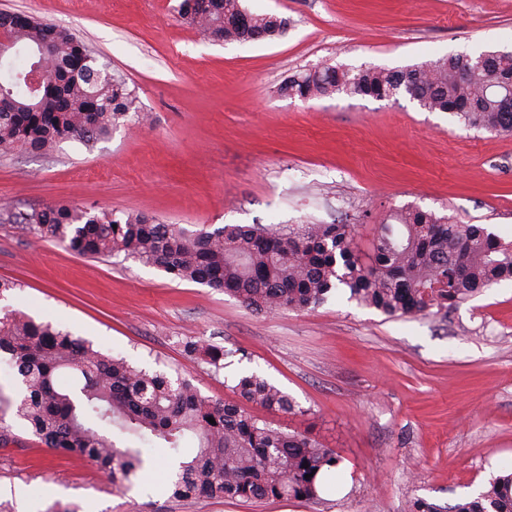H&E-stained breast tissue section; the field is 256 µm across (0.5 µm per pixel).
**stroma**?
<instances>
[{"label":"stroma","instance_id":"35a3bbf8","mask_svg":"<svg viewBox=\"0 0 512 512\" xmlns=\"http://www.w3.org/2000/svg\"><path fill=\"white\" fill-rule=\"evenodd\" d=\"M180 0H0L70 28L135 88L145 122L93 147L0 153V312L20 310L233 401L238 373L261 372L302 407L271 414L341 460L322 502L178 501L169 449L113 490L84 459L42 446L0 415V503L12 512H405L452 504L512 468V281L448 313L390 318L344 296L258 315L208 286L134 259L77 255L9 213L56 204L143 212L166 224H353L366 248L390 210L417 207L512 241V134L465 127L409 96L280 94L329 63L402 68L449 54L512 51V0H245L288 21L282 36L212 42ZM193 336L231 352L222 370L187 355Z\"/></svg>","mask_w":512,"mask_h":512}]
</instances>
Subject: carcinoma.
<instances>
[{
    "mask_svg": "<svg viewBox=\"0 0 512 512\" xmlns=\"http://www.w3.org/2000/svg\"><path fill=\"white\" fill-rule=\"evenodd\" d=\"M178 11L224 43L273 39L288 20L250 11L243 0H181ZM248 22L240 24V12ZM0 36L12 48L0 69V152L48 154L63 142L86 147L139 117L135 90L120 74L105 75L88 46L69 29L26 15L0 13ZM40 54L47 84L25 81L30 53ZM481 69L462 74L459 56L388 69L325 64L296 74L282 95L308 100L335 94L391 99L399 94L428 112H448L468 126L512 133L502 96L512 89V52L488 51ZM378 225L371 252L356 250L354 225L305 224L284 233L253 226L160 224L144 213H93L51 205L15 220L21 229L52 238L90 258L120 255L174 278L204 284L240 300L257 314L306 310L341 290L382 314L451 311L503 280H512V242L478 224L418 208L395 209ZM215 371L224 348L185 342ZM0 357L23 386L16 415L46 447L91 461L115 486L145 467L154 445L176 457L167 489L177 500L297 499L319 502L340 464L336 452L302 433H287L247 408L210 399L187 377L149 372L50 323L7 311L0 317ZM245 402L269 413L304 414L285 391L253 371L236 380ZM214 422H209V419ZM407 512H512V471L453 505L423 498Z\"/></svg>",
    "mask_w": 512,
    "mask_h": 512,
    "instance_id": "carcinoma-1",
    "label": "carcinoma"
}]
</instances>
